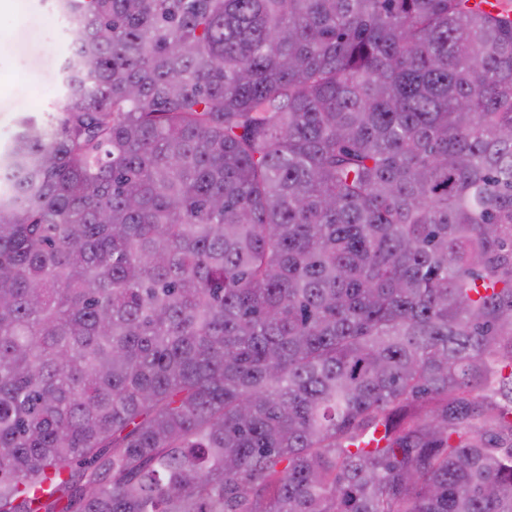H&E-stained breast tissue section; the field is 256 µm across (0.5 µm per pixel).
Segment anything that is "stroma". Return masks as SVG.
Segmentation results:
<instances>
[{"mask_svg": "<svg viewBox=\"0 0 512 512\" xmlns=\"http://www.w3.org/2000/svg\"><path fill=\"white\" fill-rule=\"evenodd\" d=\"M75 40L58 23L52 0L0 6V154L10 149L23 118L41 117L57 99Z\"/></svg>", "mask_w": 512, "mask_h": 512, "instance_id": "stroma-1", "label": "stroma"}]
</instances>
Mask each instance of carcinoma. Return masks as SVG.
Wrapping results in <instances>:
<instances>
[{"instance_id": "obj_1", "label": "carcinoma", "mask_w": 512, "mask_h": 512, "mask_svg": "<svg viewBox=\"0 0 512 512\" xmlns=\"http://www.w3.org/2000/svg\"><path fill=\"white\" fill-rule=\"evenodd\" d=\"M0 159V512H512V18L54 0Z\"/></svg>"}]
</instances>
